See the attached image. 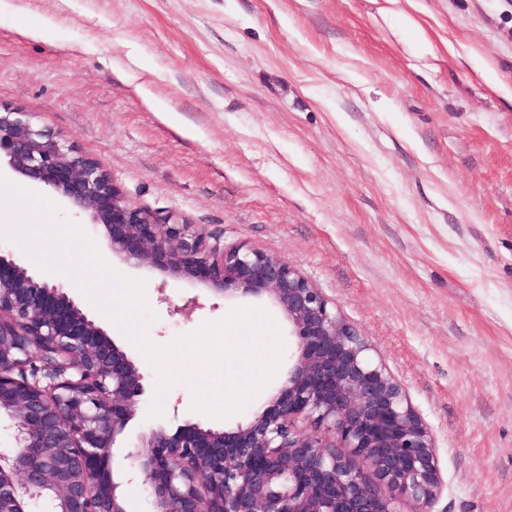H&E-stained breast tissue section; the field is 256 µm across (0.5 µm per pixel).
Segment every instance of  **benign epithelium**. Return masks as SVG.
<instances>
[{
    "label": "benign epithelium",
    "mask_w": 512,
    "mask_h": 512,
    "mask_svg": "<svg viewBox=\"0 0 512 512\" xmlns=\"http://www.w3.org/2000/svg\"><path fill=\"white\" fill-rule=\"evenodd\" d=\"M102 225L110 256L196 279L226 300L278 306L291 342L268 401L231 429H152L114 449L144 401L134 361L61 287L0 253V512H429L444 478L430 428L405 387L298 270L244 244L136 207L96 160L0 106V162ZM364 467H359L356 461Z\"/></svg>",
    "instance_id": "obj_1"
}]
</instances>
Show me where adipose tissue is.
Here are the masks:
<instances>
[{
    "label": "adipose tissue",
    "mask_w": 512,
    "mask_h": 512,
    "mask_svg": "<svg viewBox=\"0 0 512 512\" xmlns=\"http://www.w3.org/2000/svg\"><path fill=\"white\" fill-rule=\"evenodd\" d=\"M377 14L395 26L408 52L419 62L438 58L442 49L432 40L420 17L421 8L417 0H370Z\"/></svg>",
    "instance_id": "adipose-tissue-1"
}]
</instances>
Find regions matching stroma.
Returning <instances> with one entry per match:
<instances>
[{
	"label": "stroma",
	"mask_w": 512,
	"mask_h": 512,
	"mask_svg": "<svg viewBox=\"0 0 512 512\" xmlns=\"http://www.w3.org/2000/svg\"><path fill=\"white\" fill-rule=\"evenodd\" d=\"M420 2L455 49L428 68L370 0H0V104L100 162L133 205L296 268L430 428L445 479L430 512H512V0ZM0 213V253L64 288L144 373L129 441L222 427L192 408L212 371L192 360L160 388L119 293L143 281L158 346L247 300L147 265L101 271L86 245L108 255L105 229L6 166Z\"/></svg>",
	"instance_id": "1"
}]
</instances>
